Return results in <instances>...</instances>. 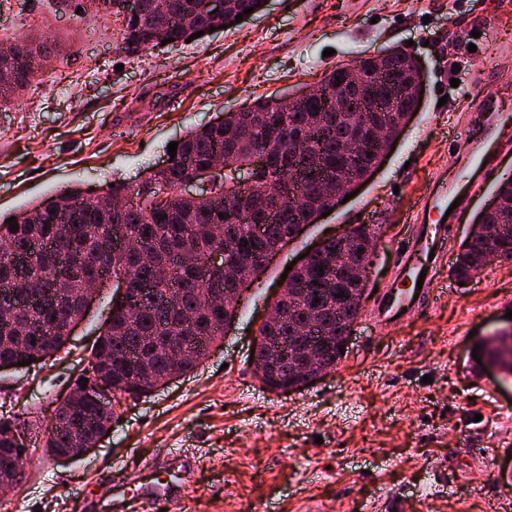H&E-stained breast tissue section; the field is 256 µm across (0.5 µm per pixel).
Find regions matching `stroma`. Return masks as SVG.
<instances>
[{
	"instance_id": "35a3bbf8",
	"label": "stroma",
	"mask_w": 512,
	"mask_h": 512,
	"mask_svg": "<svg viewBox=\"0 0 512 512\" xmlns=\"http://www.w3.org/2000/svg\"><path fill=\"white\" fill-rule=\"evenodd\" d=\"M79 2L11 0L0 12V40L34 36L52 46L24 96L0 107L1 215L71 184L91 195L115 181L136 188L188 130L389 46L422 65V102L355 196L306 227L244 293L208 358L115 407L109 436L86 456L61 461L44 445L56 400L100 333L111 287L54 359L0 372V419L34 425L24 477L0 492V512H131L114 484L140 482L146 464L180 448L193 452V466L155 473L185 479L178 512H490L493 501H512V485L498 479L512 472V376L472 356L512 326V259L462 285L442 265L439 293L419 315L391 328L370 320L399 270L414 202L436 174L457 176L451 130L474 122L477 96H489L506 119L499 160L512 165V2L494 10L490 0H265L232 27L133 54L121 48V16L88 20ZM488 14L493 33L472 38ZM72 70L84 73L81 85L65 81ZM497 187L487 181L449 224V252L458 253ZM358 225L374 233L375 291L346 354L312 386L264 388L252 346L286 266Z\"/></svg>"
}]
</instances>
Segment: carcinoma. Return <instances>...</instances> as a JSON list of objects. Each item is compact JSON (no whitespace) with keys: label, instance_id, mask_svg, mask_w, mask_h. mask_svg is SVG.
<instances>
[{"label":"carcinoma","instance_id":"cac0c4a2","mask_svg":"<svg viewBox=\"0 0 512 512\" xmlns=\"http://www.w3.org/2000/svg\"><path fill=\"white\" fill-rule=\"evenodd\" d=\"M112 2L81 0V8L89 18L111 15ZM140 2L138 18L123 20L122 49L129 53L155 47L164 39L184 42L202 28L229 26L245 9L253 8L256 15L264 6V0H224V12L213 14L203 8V0ZM15 47L0 42V68L11 71L8 86L0 90V106L29 86L36 60L49 54L48 46L41 43L34 47L33 57L19 61L12 54ZM359 62L367 70L395 75V80L380 84L375 95L383 103L396 98L393 113L403 119L414 107L406 87L419 75V63L396 46ZM336 74L334 68L323 76L324 91L318 96L298 90V98L288 108L276 97L259 98L241 108L235 125L224 124L221 116L187 131L170 165L149 173L124 211L113 209L114 200L128 192L121 183L95 196L67 186L14 213L18 227L13 231L7 219H0V309L13 310L12 319H0V363L15 365L49 347L61 349L67 337L58 331L60 324L72 317L88 277L108 266L116 276L136 273L151 288L126 302L110 300L112 323L95 340L94 358L100 376L112 381L114 402L148 393L131 384L146 368L162 377L196 367L207 346L224 336V311L216 310L210 299L222 301L243 281L259 277L263 254L294 229L313 223L312 203L325 211L336 208L339 196L350 192L377 164L371 150L347 156L339 146L345 140H368L381 123L380 116L389 113L364 112L355 122L334 111L333 97L350 93L348 87L336 85ZM256 153L269 154L271 165L249 189L236 182L234 172ZM216 154L223 157L225 172L211 190V200L181 198L178 188L188 169L209 163ZM291 173L301 176V197L279 207L278 215L271 217L274 202L266 185L286 193V176ZM498 193L502 208L487 213L484 223L512 225V180H501ZM373 239L366 229H353L355 251H365ZM215 246L224 249L226 261L212 269L205 258ZM492 250L501 259H512V235L492 243L482 236L463 241L455 279L468 280L486 264ZM335 255L333 243L290 275L284 319L271 331L281 337L286 354L303 343L322 344L320 367L326 370L342 359V335L336 333V326L344 327L360 314L351 299L359 287L357 277L352 269H336ZM59 267L69 273L68 287L56 289L51 276ZM487 344V363L512 376V344L506 345L498 335ZM258 357L272 380L285 385L302 382L287 361L270 358L266 346L259 347ZM61 415L65 426L49 430L48 448H69L72 440L106 421L99 410L74 399L65 402ZM14 429L28 431L0 420V475L15 472L14 462L25 450L12 440Z\"/></svg>","mask_w":512,"mask_h":512}]
</instances>
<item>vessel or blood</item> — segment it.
<instances>
[{"mask_svg":"<svg viewBox=\"0 0 512 512\" xmlns=\"http://www.w3.org/2000/svg\"><path fill=\"white\" fill-rule=\"evenodd\" d=\"M496 117L488 115L481 126L463 129L460 139L466 152L479 154L484 163L482 177L489 180L498 173V162L485 149L496 134ZM466 208L467 198L446 178L435 177L431 192L415 202L410 222L413 226L407 241L405 260L400 268L399 285L387 288L377 303L371 319L379 325H397L408 321L422 308L424 301L435 295L436 281L432 270L448 259V236L439 225L451 205ZM187 489L175 481H154L141 484L135 499L141 512H176Z\"/></svg>","mask_w":512,"mask_h":512,"instance_id":"b4317fda","label":"vessel or blood"}]
</instances>
